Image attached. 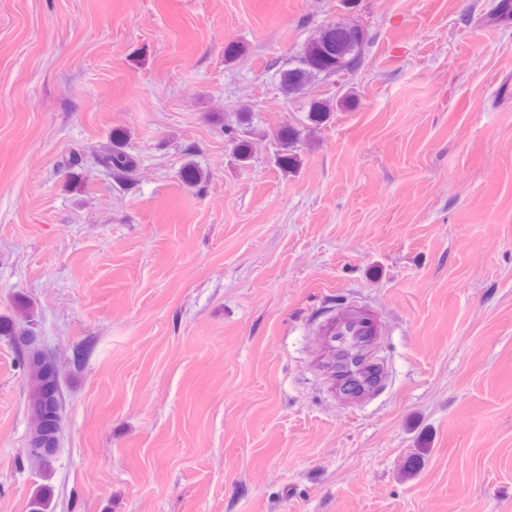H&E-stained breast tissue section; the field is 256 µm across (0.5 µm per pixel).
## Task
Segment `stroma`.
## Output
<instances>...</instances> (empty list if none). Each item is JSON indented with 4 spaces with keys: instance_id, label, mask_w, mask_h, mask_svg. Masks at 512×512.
Wrapping results in <instances>:
<instances>
[{
    "instance_id": "stroma-1",
    "label": "stroma",
    "mask_w": 512,
    "mask_h": 512,
    "mask_svg": "<svg viewBox=\"0 0 512 512\" xmlns=\"http://www.w3.org/2000/svg\"><path fill=\"white\" fill-rule=\"evenodd\" d=\"M497 3L0 0V316L31 321L63 407L45 480L1 336L0 512L43 484L51 512H512ZM339 18L367 30L360 67L286 97ZM315 98L337 103L319 126ZM117 133L127 179L92 158ZM354 311L377 379L347 395L325 331Z\"/></svg>"
}]
</instances>
